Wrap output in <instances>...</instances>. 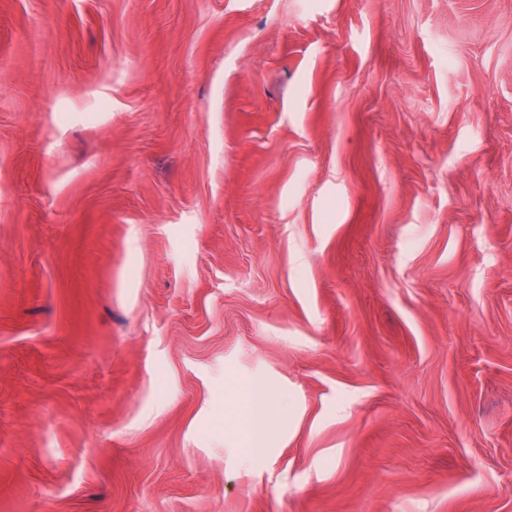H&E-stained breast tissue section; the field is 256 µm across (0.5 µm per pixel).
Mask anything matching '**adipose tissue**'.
<instances>
[{"label": "adipose tissue", "mask_w": 512, "mask_h": 512, "mask_svg": "<svg viewBox=\"0 0 512 512\" xmlns=\"http://www.w3.org/2000/svg\"><path fill=\"white\" fill-rule=\"evenodd\" d=\"M278 394L267 381H252L243 394H231L224 407L241 434V452L246 459L262 458L268 452V426L278 410Z\"/></svg>", "instance_id": "ef3b65f1"}]
</instances>
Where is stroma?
Segmentation results:
<instances>
[{"label":"stroma","instance_id":"stroma-1","mask_svg":"<svg viewBox=\"0 0 512 512\" xmlns=\"http://www.w3.org/2000/svg\"><path fill=\"white\" fill-rule=\"evenodd\" d=\"M0 512H512V0H0ZM278 394L265 380H254L242 395L233 392L224 406V418L232 417L241 434V452L249 460L262 458L268 452V426L272 417L284 413L277 406Z\"/></svg>","mask_w":512,"mask_h":512}]
</instances>
